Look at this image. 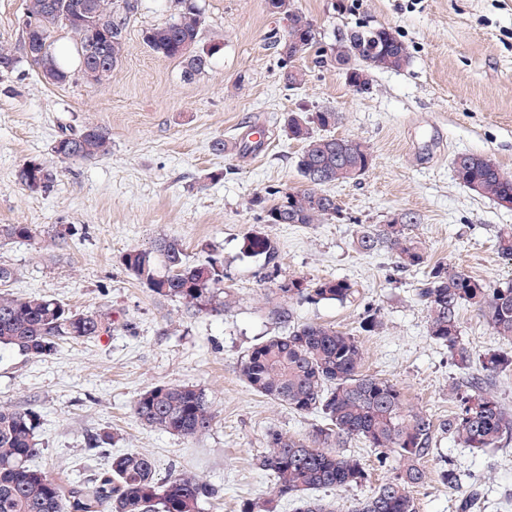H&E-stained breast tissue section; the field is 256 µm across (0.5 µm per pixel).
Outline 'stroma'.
I'll return each instance as SVG.
<instances>
[{"instance_id":"stroma-1","label":"stroma","mask_w":512,"mask_h":512,"mask_svg":"<svg viewBox=\"0 0 512 512\" xmlns=\"http://www.w3.org/2000/svg\"><path fill=\"white\" fill-rule=\"evenodd\" d=\"M198 3L203 43L222 49L193 79L143 41L147 28L176 14L174 0H141L126 21L128 52L107 84L89 85L75 70L69 82L53 86L24 60L0 74V225L37 230L31 241L0 239V265L16 272L10 290L112 315L111 334L62 341L47 357L0 351V404L41 415L34 465L66 484L137 451L154 459L159 480L186 471L216 489L200 512H240L246 502L260 512H294L258 462L270 431L302 438L321 419L256 394L239 367L256 343L284 331L273 314L284 303L277 279L343 278L356 288L354 299L291 302L293 321L355 335L364 372L396 384L409 407L432 416L433 453L422 462L427 478L412 490L418 512H458L456 493L438 479L444 467L476 490L471 512H512V442L474 453L443 427L455 409L451 390L466 377L447 347L427 335V310L417 296L425 270L397 268L391 254H362L354 246L361 226L409 212L418 219L411 234L430 261L491 287L512 282V261L497 250L512 209L474 195L452 168L455 155L474 153L512 175V0H294L322 45L362 24L391 28L405 41L409 66L376 73L365 93L311 56L302 61L305 84L287 87L268 43L286 23L267 0ZM321 106L339 113L336 135L365 142L374 163L357 182L328 186L340 215L320 224L265 223L253 198L302 184L295 166L301 145L277 131L289 112ZM87 125L108 129L110 154L57 159L52 145L61 131ZM256 125L275 137L260 151L242 152L238 142ZM219 139L226 144L221 153L213 149ZM30 160L55 169L49 191L33 194L18 183L17 169ZM67 225L73 234L59 241L55 232ZM252 231L273 240L274 262L244 254ZM164 238L180 240L190 262L221 257V289L230 299L222 312L155 295L126 271V252ZM369 310L382 323L371 334L359 328ZM460 323L474 354L501 347L473 308L461 310ZM160 384L204 391L213 413L209 430L184 438L138 421L134 401ZM103 432L111 433L110 444L89 448V438ZM340 452L359 458L369 479L317 491L335 512H353L400 466L393 456L380 461L359 439Z\"/></svg>"}]
</instances>
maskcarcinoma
Wrapping results in <instances>:
<instances>
[{"label": "carcinoma", "mask_w": 512, "mask_h": 512, "mask_svg": "<svg viewBox=\"0 0 512 512\" xmlns=\"http://www.w3.org/2000/svg\"><path fill=\"white\" fill-rule=\"evenodd\" d=\"M174 18L145 31L144 43L157 55L179 61L184 77L205 72L220 46L201 44L202 12L195 0H177ZM269 10L283 16L288 43L269 37L283 61L281 79L297 88L306 72L295 62L315 50V26L291 0H268ZM138 9L137 0H26L27 17L35 27L24 31L21 55L0 45V72L14 70L23 56L51 85L69 81L70 73L55 60L54 34L65 30L75 37L81 69L92 71L93 84L112 79L128 48L125 25ZM383 26L361 25L343 34L338 57L351 67L349 86L357 92L369 90L374 73L400 71L410 64V52L399 34L384 38ZM340 121L331 107L320 112H291L282 132L301 143L296 167L305 187L290 189L273 203L257 196L252 206L265 213L270 224H319L340 214L336 197L325 192L329 184L354 183L373 164V154L362 141L331 134ZM111 137L99 125L77 132H64L52 151L61 160H80L110 152ZM452 166L459 183L475 194L502 206L512 207V177L490 159L463 153ZM54 172L32 160L17 171L19 183L31 193H42L54 182ZM390 216L370 225L356 237V249L365 254L387 251L401 269L420 268L427 255L409 233L418 223L406 214V223ZM31 241L36 231L30 224H1L0 237ZM243 252L249 257L275 259L272 240L262 233L244 238ZM123 265L140 283L162 297H174L197 311L224 309L218 288L224 266L215 256L198 263L188 261L183 243L176 238L161 240L153 250H134L124 255ZM284 300L349 301L355 294L345 279L307 282L282 279L277 284ZM428 312L430 339L448 347L453 363L467 368L472 350L461 336L460 310L476 308L493 333L512 345V283L496 288L455 269L445 262L434 264L418 291ZM277 320L287 327L279 335L255 344L240 365L245 383L298 414H319L323 424L307 439L273 432L269 452L259 469L274 479L279 497L297 498L296 512H332L307 492L342 489L361 484L368 472L360 459L331 452L350 439H362L379 453L393 454L402 466L372 495L358 503L355 512H417L411 489L425 472L419 467L430 452L435 424L425 412L407 406L401 389L392 382L362 371L363 351L354 335L320 324H292V310L279 306ZM112 331L108 313H84L47 297L15 296L0 291V348H12L32 357L56 351L62 340H88ZM481 369L492 376L512 369V352L486 353ZM456 410L448 418V432L463 447L481 452L512 439V413L477 377L469 389L456 392ZM133 414L143 424L170 434L194 437L206 432L213 415L203 391L186 385H156L139 395ZM39 415L32 408L0 405V512H199V503L214 490L184 472L164 482L155 477L153 459L139 452L112 457L109 466L94 477L64 485L30 464L39 442Z\"/></svg>", "instance_id": "1"}]
</instances>
